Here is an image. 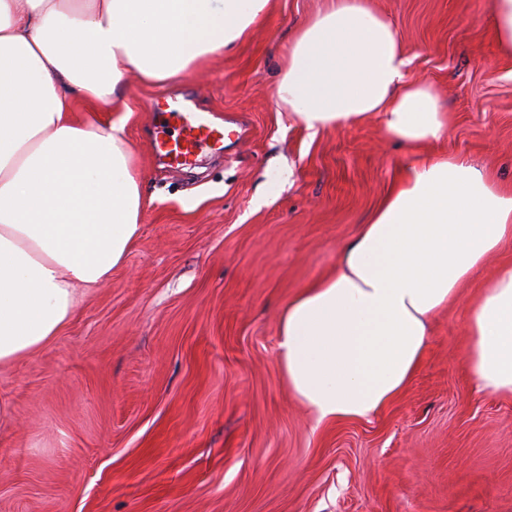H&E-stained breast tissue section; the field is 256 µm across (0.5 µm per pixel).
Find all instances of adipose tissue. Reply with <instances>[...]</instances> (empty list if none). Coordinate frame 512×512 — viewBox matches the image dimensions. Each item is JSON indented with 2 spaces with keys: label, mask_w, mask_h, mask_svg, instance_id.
<instances>
[{
  "label": "adipose tissue",
  "mask_w": 512,
  "mask_h": 512,
  "mask_svg": "<svg viewBox=\"0 0 512 512\" xmlns=\"http://www.w3.org/2000/svg\"><path fill=\"white\" fill-rule=\"evenodd\" d=\"M272 0H0V366L39 352L78 291L120 266L144 198L125 124L78 120L128 74L164 84L234 46ZM391 21L369 0H328L288 48L278 102L311 133L377 117L414 151L401 182L342 249L335 274L283 309L277 358L316 424L368 417L418 371L431 318L512 241V190L425 154L448 114L408 80ZM479 391L512 396V266L468 310Z\"/></svg>",
  "instance_id": "obj_1"
}]
</instances>
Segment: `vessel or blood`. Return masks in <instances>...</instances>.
<instances>
[{
	"label": "vessel or blood",
	"mask_w": 512,
	"mask_h": 512,
	"mask_svg": "<svg viewBox=\"0 0 512 512\" xmlns=\"http://www.w3.org/2000/svg\"><path fill=\"white\" fill-rule=\"evenodd\" d=\"M165 114L178 134L169 139L154 140L151 150L155 156L167 159L169 164L190 166L195 163L202 148L223 147L224 129L214 126L206 114L186 110L175 100L166 103Z\"/></svg>",
	"instance_id": "1"
}]
</instances>
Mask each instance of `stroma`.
Returning <instances> with one entry per match:
<instances>
[{
  "instance_id": "obj_1",
  "label": "stroma",
  "mask_w": 512,
  "mask_h": 512,
  "mask_svg": "<svg viewBox=\"0 0 512 512\" xmlns=\"http://www.w3.org/2000/svg\"><path fill=\"white\" fill-rule=\"evenodd\" d=\"M370 2L408 79L448 111L433 152L511 185L512 56L492 0ZM323 6L273 0L173 83L130 74L116 105H77L124 120L141 229L59 336L0 367V512H512V397L478 392L465 364L469 302L512 245L433 318L421 368L384 409L319 426L283 377L282 308L335 270L411 159L376 118L314 135L278 103L286 49ZM172 95L233 132L193 170L150 151Z\"/></svg>"
}]
</instances>
